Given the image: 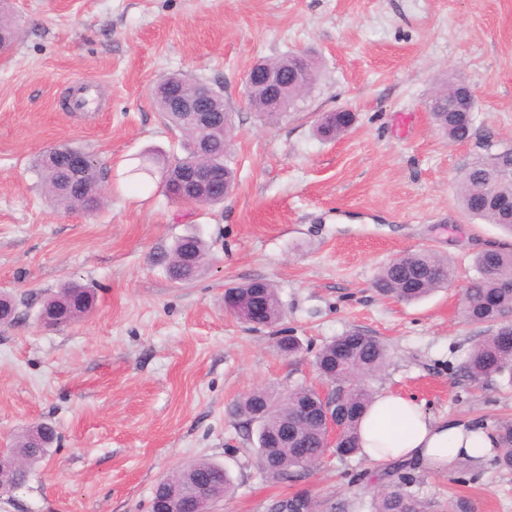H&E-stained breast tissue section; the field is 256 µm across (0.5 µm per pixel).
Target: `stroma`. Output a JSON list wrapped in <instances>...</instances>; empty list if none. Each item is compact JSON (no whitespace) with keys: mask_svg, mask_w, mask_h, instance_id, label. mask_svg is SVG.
<instances>
[{"mask_svg":"<svg viewBox=\"0 0 512 512\" xmlns=\"http://www.w3.org/2000/svg\"><path fill=\"white\" fill-rule=\"evenodd\" d=\"M20 22L0 61V291L18 317L0 327V447L46 422L58 440L0 512H150L156 483L197 459L223 465L232 494L210 512H270L294 494L369 512L383 476L363 457L327 454L286 481L255 466L257 442L230 405L263 387L318 381L316 351L351 330L389 352L371 381L436 417L512 418V381L464 372L486 328L459 315L474 258L501 243L469 217L454 184L469 163L512 148V0H9ZM316 58L321 75L276 124L248 108L259 59ZM181 73L219 87L233 114L237 185L210 208L168 200L158 178L133 176L142 153L179 151L151 90ZM474 91V136L451 143L426 100L447 77ZM358 122L320 140V113ZM83 147L105 173L103 207L54 208L35 157ZM199 233L210 260L171 281L160 252ZM428 249L453 279L404 304L372 286L381 267ZM273 283L285 316L254 329L224 310L226 287ZM95 288L94 309L62 330L37 321L65 282ZM281 336L300 348L285 355ZM411 490L446 512H512V472L491 457L449 473L417 467Z\"/></svg>","mask_w":512,"mask_h":512,"instance_id":"1","label":"stroma"}]
</instances>
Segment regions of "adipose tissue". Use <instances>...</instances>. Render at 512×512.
<instances>
[{
    "mask_svg": "<svg viewBox=\"0 0 512 512\" xmlns=\"http://www.w3.org/2000/svg\"><path fill=\"white\" fill-rule=\"evenodd\" d=\"M493 430L466 416L433 417L413 399L382 391L361 423L362 455L383 468L392 461H415L437 473L463 461L478 462L494 447Z\"/></svg>",
    "mask_w": 512,
    "mask_h": 512,
    "instance_id": "obj_1",
    "label": "adipose tissue"
}]
</instances>
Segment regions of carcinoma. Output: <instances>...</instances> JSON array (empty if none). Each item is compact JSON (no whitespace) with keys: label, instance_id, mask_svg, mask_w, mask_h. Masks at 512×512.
I'll return each instance as SVG.
<instances>
[{"label":"carcinoma","instance_id":"obj_1","mask_svg":"<svg viewBox=\"0 0 512 512\" xmlns=\"http://www.w3.org/2000/svg\"><path fill=\"white\" fill-rule=\"evenodd\" d=\"M18 24L4 9H0V43L9 46ZM319 77L316 59H308L305 90H294L288 95L291 109H296ZM181 86L191 91L197 82L182 74H170L160 79L152 90L153 102L162 117L182 132L181 153L160 160L145 155L134 172L151 176L154 169H161L163 192H169L171 182L194 164L206 162L214 172L211 189L186 195L185 202L198 205H215L224 202V191L235 184V172L227 164L233 140L232 114H227V126L216 129L199 127L188 121L175 109L162 93L167 86ZM465 84L448 79L443 87L426 101V107L436 126L451 142L463 141L472 135L474 108L467 112L448 111V99L461 94ZM247 106L265 120L274 122L284 116L272 112L267 97L261 89L246 87ZM356 121L355 114L339 110L336 123L317 122L316 133L323 140H333L347 133ZM92 166L80 177L73 178L61 164H55L40 154L35 166L40 174L44 192L57 205L65 209L100 208L103 188L98 161L91 158ZM512 196V149L489 153L471 162L456 183V198L461 208L470 216L487 224H495L512 234V218L498 208L495 199L501 193ZM208 256L205 241L195 233L182 235L174 241L169 251L158 256L167 276L176 283L193 280L204 268ZM478 276L466 288L462 297V315L466 321L487 325L494 332L484 337L471 350L464 369L474 382L488 381L504 374L512 378V349L497 341L498 333L512 322V249L492 247L482 251L475 260ZM451 278L448 261L430 250H420L404 255L386 265L374 281V288L383 296L414 302L448 284ZM261 294L269 306V325L273 326L283 316V305L274 285L263 281ZM94 302L91 288L66 284L47 295L41 302L38 316L47 319L57 328L67 327L86 315ZM388 358L386 347L374 336L352 330L325 343L315 355V366L321 379L336 389V420L341 426L343 441L334 449L340 458H348L359 451V426L374 392L368 379L385 367ZM271 392L265 388L254 390L237 401L232 415L244 426L251 425L254 414ZM304 412L309 419L300 425L302 447L308 458L296 457L293 442L266 445V438L278 434L285 423ZM322 407L313 386H298L286 394L266 412L257 432V465L268 477L288 479L317 466L325 449L322 448ZM497 446L490 449L494 463L503 470H512V419H500L494 425ZM35 432L55 433L48 424H40L18 435L5 448V453L19 462L11 472L8 488L0 491L10 494L28 481L33 468L48 454L44 448L33 454L28 448ZM413 463H402L394 469L395 480L387 487L374 492L370 512H430V505L418 499L409 485L413 484ZM208 487L207 493L196 500L198 512H209L212 503L223 498L231 489L229 473L219 464L200 459L181 467L157 483L153 493L154 512H163L170 501L194 496L199 485Z\"/></svg>","mask_w":512,"mask_h":512}]
</instances>
